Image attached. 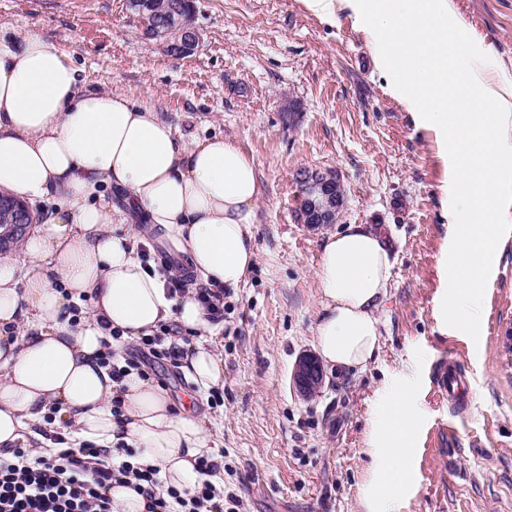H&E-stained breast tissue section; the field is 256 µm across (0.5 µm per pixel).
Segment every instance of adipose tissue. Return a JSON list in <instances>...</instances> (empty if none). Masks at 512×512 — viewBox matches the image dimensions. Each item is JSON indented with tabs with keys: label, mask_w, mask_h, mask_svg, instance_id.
<instances>
[{
	"label": "adipose tissue",
	"mask_w": 512,
	"mask_h": 512,
	"mask_svg": "<svg viewBox=\"0 0 512 512\" xmlns=\"http://www.w3.org/2000/svg\"><path fill=\"white\" fill-rule=\"evenodd\" d=\"M112 187L124 190L121 203L107 200ZM0 192L53 203L16 255L0 258V451L40 440L52 414L73 439L102 448L107 465L149 466L163 487L193 492L204 479L198 457L222 462L206 416L139 371L113 380L103 343L114 330L134 341L176 324L193 338L185 377L203 391L223 388L212 346L220 324L195 294H172L144 268L139 245L148 233L187 256L196 285L245 284L257 260L255 160L225 137L185 145L130 95L80 89L72 59L38 32L0 34ZM135 219L145 232L129 231ZM391 269L390 245L372 225L324 241L314 337L330 373L364 369L379 353L375 312ZM416 422L402 388L373 409L370 512H387L407 485Z\"/></svg>",
	"instance_id": "obj_1"
}]
</instances>
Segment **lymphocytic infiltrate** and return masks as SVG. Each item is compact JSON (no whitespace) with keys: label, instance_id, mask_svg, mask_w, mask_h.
<instances>
[{"label":"lymphocytic infiltrate","instance_id":"lymphocytic-infiltrate-1","mask_svg":"<svg viewBox=\"0 0 512 512\" xmlns=\"http://www.w3.org/2000/svg\"><path fill=\"white\" fill-rule=\"evenodd\" d=\"M49 440L58 447L55 454L19 447L0 456V512H114L106 493L114 482L141 492L145 512H241V500L221 495L211 482L190 495L174 489L160 495L156 469L127 463L111 468L94 446L68 447L60 434Z\"/></svg>","mask_w":512,"mask_h":512}]
</instances>
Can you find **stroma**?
I'll list each match as a JSON object with an SVG mask.
<instances>
[{
  "instance_id": "1",
  "label": "stroma",
  "mask_w": 512,
  "mask_h": 512,
  "mask_svg": "<svg viewBox=\"0 0 512 512\" xmlns=\"http://www.w3.org/2000/svg\"><path fill=\"white\" fill-rule=\"evenodd\" d=\"M453 6L512 86V0ZM193 24L199 47L180 56L144 36L126 0H0V28L38 31L72 56L84 87L129 94L186 144L233 139L257 163V262L246 284L225 291L215 339L223 390L207 400L172 362L153 369L176 403L208 416L226 490L244 512H367L371 411L405 371L421 422L414 480L390 512H512V235L487 283L479 339L443 329L448 164L435 133L388 94L367 33L344 11L322 22L302 0H194ZM304 169L339 175L337 223L297 222ZM349 224L378 226L391 246V283L376 312L380 351L363 371L326 375L307 399L291 374L314 350L320 250ZM446 356L472 381L458 417L433 394Z\"/></svg>"
}]
</instances>
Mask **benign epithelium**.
<instances>
[{
    "instance_id": "obj_1",
    "label": "benign epithelium",
    "mask_w": 512,
    "mask_h": 512,
    "mask_svg": "<svg viewBox=\"0 0 512 512\" xmlns=\"http://www.w3.org/2000/svg\"><path fill=\"white\" fill-rule=\"evenodd\" d=\"M181 43L186 52L192 53L200 42L199 32L189 22H176L169 31L166 44L171 41ZM300 204L299 220L303 224H334L344 204V187L340 180L330 172L304 171L298 177ZM0 209L14 217L11 229L14 236L0 233V250L9 249L13 238L19 237L26 229L27 222L21 220L25 207L0 200ZM293 389L302 397L310 398L318 394L324 384L322 365L315 356L307 354L298 359L292 375Z\"/></svg>"
}]
</instances>
